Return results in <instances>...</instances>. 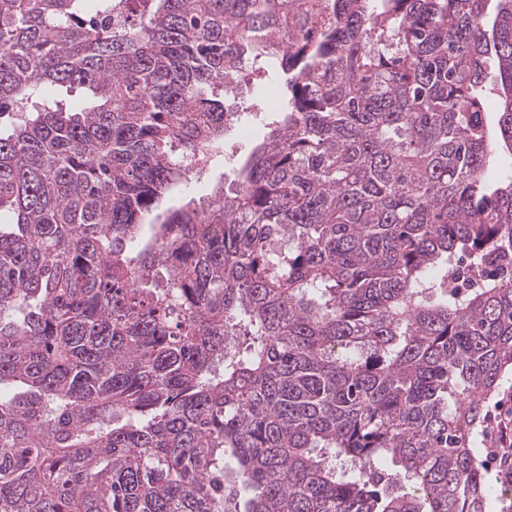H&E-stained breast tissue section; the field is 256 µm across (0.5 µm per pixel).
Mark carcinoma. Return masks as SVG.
<instances>
[{
  "label": "carcinoma",
  "mask_w": 512,
  "mask_h": 512,
  "mask_svg": "<svg viewBox=\"0 0 512 512\" xmlns=\"http://www.w3.org/2000/svg\"><path fill=\"white\" fill-rule=\"evenodd\" d=\"M258 58L288 99L183 197ZM493 142L512 0H0V512H512V282L448 289L512 263ZM511 395H512V381L504 385L499 395L492 400L490 408V420L488 424V437L492 432V426L496 427L499 420H505L511 415ZM508 423H502L499 429L498 439L493 443V448H496V455L499 457L500 462L504 460L507 465L511 463V468L505 469L503 472L504 478H511L512 482V420Z\"/></svg>",
  "instance_id": "cac0c4a2"
}]
</instances>
